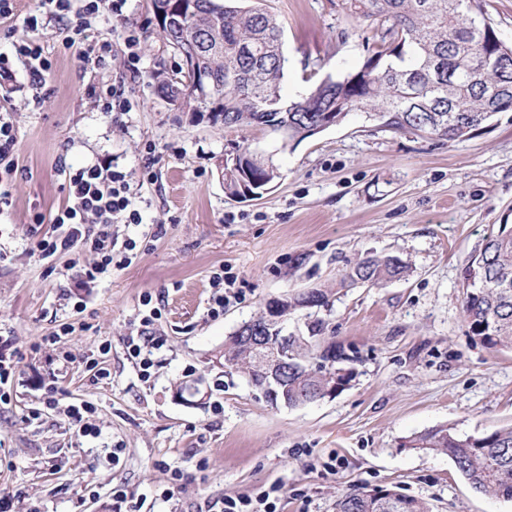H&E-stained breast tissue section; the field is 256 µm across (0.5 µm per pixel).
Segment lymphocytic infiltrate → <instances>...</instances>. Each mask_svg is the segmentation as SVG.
<instances>
[{"label":"lymphocytic infiltrate","instance_id":"lymphocytic-infiltrate-1","mask_svg":"<svg viewBox=\"0 0 512 512\" xmlns=\"http://www.w3.org/2000/svg\"><path fill=\"white\" fill-rule=\"evenodd\" d=\"M73 0H37L33 10L24 20L26 38L13 44L12 54H0V73L9 74L13 60L19 59L27 66L34 82H42L51 72L53 63L35 33L43 18L64 20L69 35L66 45L84 39L92 18L108 15L122 23L119 42L105 40L88 45L80 55L82 65L99 70L108 69L114 56H122L131 78L142 73L140 36L136 27L124 21L127 0H80V7H73ZM17 134L11 113L0 114V209L11 206L14 180L19 171ZM64 203L51 217L35 214V223L51 222L49 236L37 240L35 249L41 260L54 261L65 255H91L89 265L82 269L86 281H96L110 273L114 261L112 227L116 224H139L143 217L137 208L131 186L125 174L108 163L88 167L69 168L65 171Z\"/></svg>","mask_w":512,"mask_h":512}]
</instances>
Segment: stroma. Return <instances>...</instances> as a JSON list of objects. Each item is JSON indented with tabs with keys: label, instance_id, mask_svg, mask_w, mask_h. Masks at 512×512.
<instances>
[{
	"label": "stroma",
	"instance_id": "stroma-1",
	"mask_svg": "<svg viewBox=\"0 0 512 512\" xmlns=\"http://www.w3.org/2000/svg\"><path fill=\"white\" fill-rule=\"evenodd\" d=\"M265 7L284 27L288 98L306 92L309 68L341 78L363 64L370 32L345 0ZM126 21L140 35L139 78L118 57L107 70L80 67L54 22L38 34L53 62L40 104H29L22 63L0 78V113L14 117L22 169L0 213V336H13L18 360L12 400L0 404V491L11 492L14 512H222L225 498L273 487L278 512H336L342 495L394 486L432 512H512V501L472 488L447 455L408 445L439 426L477 436L512 425V351L475 340L462 311L467 257L492 229L512 225V112L453 142L355 112L281 152L259 128H228L211 109L162 100L154 76L179 59L149 0H128ZM120 82L135 105L116 123L88 90ZM148 141L160 158L157 181L144 184ZM233 145L272 154L281 177L261 199L225 193L217 161ZM104 157L127 174L143 223L113 225L135 240L137 256L87 288L67 258L33 254L52 226L32 217L66 198L57 161L78 168ZM369 255L398 257L404 277L337 288ZM220 269L236 275L240 294L215 317L210 277ZM316 285L332 289L329 307L290 315L288 332L311 336L321 324L312 347H344L353 379L331 398L272 405L244 374L219 366L224 342L270 298ZM147 292L162 300L150 328L162 345L145 379L125 340L140 328ZM65 322L79 331L61 342L70 357L60 361L40 341ZM104 342L110 376L100 380L85 357ZM193 383L194 404L175 398ZM82 401L95 408L97 437L79 435L67 415ZM176 483L180 491L164 497Z\"/></svg>",
	"mask_w": 512,
	"mask_h": 512
}]
</instances>
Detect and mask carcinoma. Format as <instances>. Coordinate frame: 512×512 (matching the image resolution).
I'll return each mask as SVG.
<instances>
[{"label": "carcinoma", "mask_w": 512, "mask_h": 512, "mask_svg": "<svg viewBox=\"0 0 512 512\" xmlns=\"http://www.w3.org/2000/svg\"><path fill=\"white\" fill-rule=\"evenodd\" d=\"M486 0H347V10L375 32L376 46L352 75L325 83L311 72L308 94L290 100L281 93L287 58L283 26L263 0H163L175 29H161L166 44L180 58L202 59L204 71L223 97L224 127L255 126L275 136L281 148L309 138L311 124L344 101L352 111L374 112L387 126L455 141L470 135L497 113L512 111V66L475 75L474 63L503 50L486 15ZM508 47V46H506ZM512 52V46L508 47ZM158 91L177 100L183 70L157 75ZM258 187L280 178L272 157L248 163ZM395 256H369L336 283L378 286L404 276ZM463 315L469 333L490 349H512V227L490 232L466 260ZM332 289L314 287L309 295L288 296V313L325 307ZM251 356L236 338L224 342V366L247 373ZM325 386L310 372L288 367L276 384L271 403L295 408L322 395ZM288 399H283V396ZM412 447L448 455L458 473L476 490L512 499V426L482 436H461L441 426L412 440ZM336 512H430L426 502L396 489H373L342 496Z\"/></svg>", "instance_id": "cac0c4a2"}]
</instances>
